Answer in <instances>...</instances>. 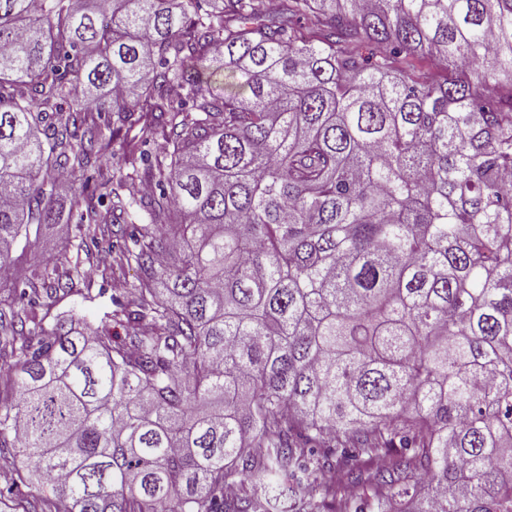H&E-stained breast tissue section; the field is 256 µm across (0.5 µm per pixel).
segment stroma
Listing matches in <instances>:
<instances>
[{
    "label": "stroma",
    "instance_id": "obj_1",
    "mask_svg": "<svg viewBox=\"0 0 512 512\" xmlns=\"http://www.w3.org/2000/svg\"><path fill=\"white\" fill-rule=\"evenodd\" d=\"M128 224H101L96 229V239L88 243L85 253H77L74 245L79 240L80 232L77 217L64 214L61 223L42 225L39 239L14 252L15 275H23L31 269L54 266L57 273H64L70 264L80 263L89 270L87 295L68 293L59 297L53 312L75 310L92 326L108 324L114 340L124 341L128 331L120 323L106 320L107 313L112 312L113 300L128 301L133 297V286L137 282L138 272L135 268L122 263L118 248L131 233ZM44 240L54 241L57 246V263H50L47 255L41 251L40 243ZM27 464L15 457L12 451L0 452V512H12V497L9 493L14 484H21L25 493L32 495L36 504L55 502L51 490L35 488L26 482Z\"/></svg>",
    "mask_w": 512,
    "mask_h": 512
}]
</instances>
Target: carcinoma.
<instances>
[{
    "label": "carcinoma",
    "instance_id": "cac0c4a2",
    "mask_svg": "<svg viewBox=\"0 0 512 512\" xmlns=\"http://www.w3.org/2000/svg\"><path fill=\"white\" fill-rule=\"evenodd\" d=\"M64 174L146 222L128 343L0 309L64 512H512V0H0V273Z\"/></svg>",
    "mask_w": 512,
    "mask_h": 512
}]
</instances>
